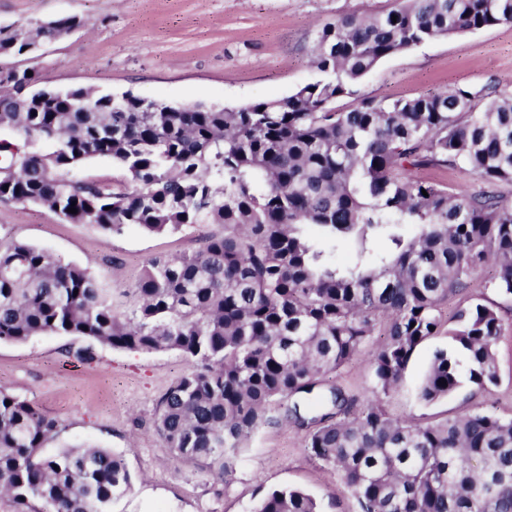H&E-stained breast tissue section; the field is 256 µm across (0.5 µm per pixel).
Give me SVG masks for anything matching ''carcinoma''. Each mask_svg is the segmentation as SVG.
Wrapping results in <instances>:
<instances>
[{
  "instance_id": "carcinoma-1",
  "label": "carcinoma",
  "mask_w": 512,
  "mask_h": 512,
  "mask_svg": "<svg viewBox=\"0 0 512 512\" xmlns=\"http://www.w3.org/2000/svg\"><path fill=\"white\" fill-rule=\"evenodd\" d=\"M500 24H512V0H399L343 14L314 43L322 79L236 109L168 108L81 88L47 96L33 89L34 65L14 83L0 79V128L22 139L0 143L1 202L44 205L109 234L221 227L191 254L149 261L121 313L86 269L23 242L1 244L0 341L55 333L180 353L192 370L159 399L155 431L182 463L224 472L275 404L309 429L307 447L341 473L360 512H512V419L473 411L419 424L377 401L356 411L337 386L305 403L380 325L374 392L395 388L438 333L441 304L490 260L492 288L512 300V202L416 175L461 165L482 182L512 183V91L488 83L333 106L397 52ZM82 25L67 15L1 27L0 51L22 57L23 32L50 43ZM97 158L128 182L71 175ZM408 224L417 228L410 236ZM381 238L389 247L375 253ZM347 243L356 261L332 263L326 248ZM451 320V346L435 351L420 386L428 403L465 383L485 391L499 381L497 311L469 304ZM57 434L32 404L0 390V496L16 512H109L132 486L122 459L96 446L45 452ZM255 512L318 506L286 488L261 496Z\"/></svg>"
}]
</instances>
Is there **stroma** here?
<instances>
[{
    "mask_svg": "<svg viewBox=\"0 0 512 512\" xmlns=\"http://www.w3.org/2000/svg\"><path fill=\"white\" fill-rule=\"evenodd\" d=\"M393 0H0V27L34 26L62 15L85 25L42 45L34 60L40 85L91 88L167 104L198 103L230 109L282 98L320 79L312 64L318 31L345 13L367 14ZM496 81L512 86V25L443 37L391 55L362 77L352 95L336 99L346 110L360 98H411L453 86ZM212 224L149 235L136 228L106 235L95 225L62 220L48 207L0 202V241H22L87 268L117 311L152 259L190 253ZM494 266L449 296L442 317L481 302L502 320L496 343L497 386H463L427 404L419 386L447 333L421 344L400 384L380 402L392 416L426 423L479 409L512 418V301L492 288ZM178 352L114 349L83 337L44 334L23 343L0 342V390L27 400L59 426L48 451L94 445L122 456L133 483L111 512H253L267 491L296 487L320 512H359L356 498L333 467L312 456L308 431L274 415L245 442L231 471L219 473L177 461L155 433L164 391L188 372ZM363 409L372 398L368 352L324 376Z\"/></svg>",
    "mask_w": 512,
    "mask_h": 512,
    "instance_id": "obj_1",
    "label": "stroma"
}]
</instances>
